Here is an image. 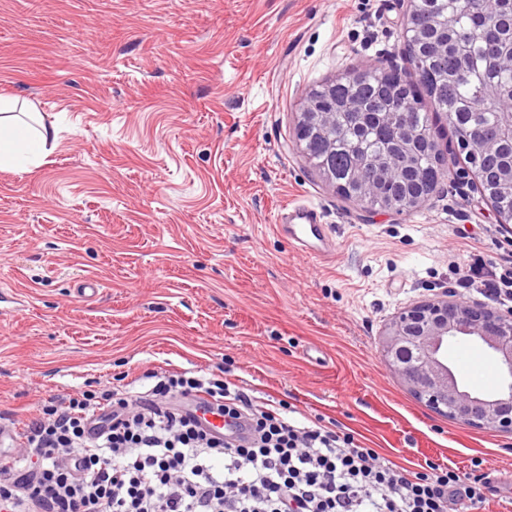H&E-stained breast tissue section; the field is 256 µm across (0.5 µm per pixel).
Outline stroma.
Here are the masks:
<instances>
[{"label": "stroma", "instance_id": "stroma-1", "mask_svg": "<svg viewBox=\"0 0 512 512\" xmlns=\"http://www.w3.org/2000/svg\"><path fill=\"white\" fill-rule=\"evenodd\" d=\"M402 0H0V97L57 139L0 169V420L39 400L191 368L322 415L419 471L504 478L512 435L430 411L384 363L403 308L471 302L454 270L512 249L463 160L411 212L343 200L296 140L308 92L353 69H413ZM321 212L309 259L273 228ZM95 278V296L80 280ZM277 231L301 252L316 260L334 257L335 243L317 209L309 204L286 206L278 216Z\"/></svg>", "mask_w": 512, "mask_h": 512}]
</instances>
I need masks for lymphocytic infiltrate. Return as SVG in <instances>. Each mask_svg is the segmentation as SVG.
I'll return each mask as SVG.
<instances>
[{
  "label": "lymphocytic infiltrate",
  "mask_w": 512,
  "mask_h": 512,
  "mask_svg": "<svg viewBox=\"0 0 512 512\" xmlns=\"http://www.w3.org/2000/svg\"><path fill=\"white\" fill-rule=\"evenodd\" d=\"M463 287L512 299V254L470 257ZM229 429L207 432L189 397ZM0 457V512H479L485 475L414 472L355 436L257 404L221 376L168 372L142 392L50 399Z\"/></svg>",
  "instance_id": "1"
}]
</instances>
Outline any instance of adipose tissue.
<instances>
[{
  "mask_svg": "<svg viewBox=\"0 0 512 512\" xmlns=\"http://www.w3.org/2000/svg\"><path fill=\"white\" fill-rule=\"evenodd\" d=\"M55 132L43 124L18 120L11 104L0 100V167L27 169L41 165L50 153Z\"/></svg>",
  "mask_w": 512,
  "mask_h": 512,
  "instance_id": "adipose-tissue-1",
  "label": "adipose tissue"
}]
</instances>
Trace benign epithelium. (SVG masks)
<instances>
[{
  "mask_svg": "<svg viewBox=\"0 0 512 512\" xmlns=\"http://www.w3.org/2000/svg\"><path fill=\"white\" fill-rule=\"evenodd\" d=\"M466 337L506 369L495 391L459 384L448 364V341ZM385 363L438 414L468 426L512 435V309L502 312L448 296L416 303L394 317L381 338Z\"/></svg>",
  "mask_w": 512,
  "mask_h": 512,
  "instance_id": "obj_1",
  "label": "benign epithelium"
}]
</instances>
